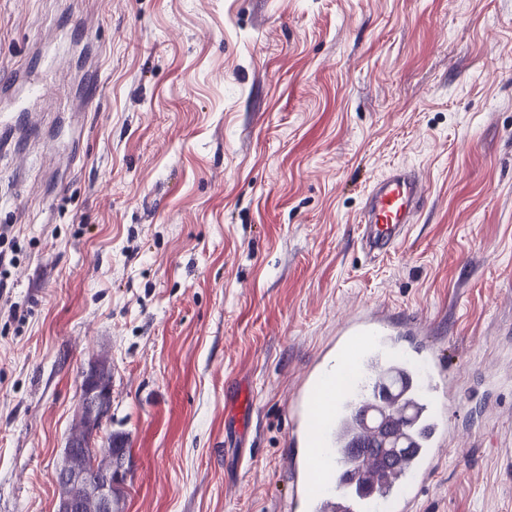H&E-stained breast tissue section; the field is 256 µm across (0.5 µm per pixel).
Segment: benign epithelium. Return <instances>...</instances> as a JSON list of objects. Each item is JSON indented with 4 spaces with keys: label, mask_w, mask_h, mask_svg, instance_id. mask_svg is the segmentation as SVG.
<instances>
[{
    "label": "benign epithelium",
    "mask_w": 512,
    "mask_h": 512,
    "mask_svg": "<svg viewBox=\"0 0 512 512\" xmlns=\"http://www.w3.org/2000/svg\"><path fill=\"white\" fill-rule=\"evenodd\" d=\"M80 390L78 416L88 413L92 418L98 417V420L72 432L66 448L63 449L61 462L55 471L58 487L62 488L57 512H81L88 500L96 503L99 512H114L113 492L127 482L130 474L127 449H115L116 463L113 468L107 473L97 474L86 468L81 448L83 436L95 437L99 426L108 417V413L104 411L96 412L95 406L112 398V388H102L95 372L88 370L82 375Z\"/></svg>",
    "instance_id": "benign-epithelium-1"
}]
</instances>
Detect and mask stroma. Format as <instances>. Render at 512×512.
I'll use <instances>...</instances> for the list:
<instances>
[{
    "label": "stroma",
    "mask_w": 512,
    "mask_h": 512,
    "mask_svg": "<svg viewBox=\"0 0 512 512\" xmlns=\"http://www.w3.org/2000/svg\"><path fill=\"white\" fill-rule=\"evenodd\" d=\"M30 80L0 149V512H55L99 357L122 512H281L286 400L383 308L455 376L414 512H512V0H0V109ZM395 167L425 203L371 260ZM26 115L22 114V106H18L15 112L0 114V136L2 144L13 139L20 138L23 131ZM425 183L413 168H395L374 180L360 217L361 247L370 257L395 250L424 204Z\"/></svg>",
    "instance_id": "1"
}]
</instances>
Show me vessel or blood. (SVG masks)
<instances>
[{
    "mask_svg": "<svg viewBox=\"0 0 512 512\" xmlns=\"http://www.w3.org/2000/svg\"><path fill=\"white\" fill-rule=\"evenodd\" d=\"M26 116L0 114V140L21 137ZM425 183L412 168L374 180L360 222L371 257L395 250L424 204ZM418 321L398 322L384 310L362 311L341 323L289 397L286 512H412L434 474L450 432L452 377L436 352L415 359L398 346L420 335ZM403 372L410 398L423 404L417 421L397 417L403 401L376 400L387 376ZM411 436L416 450L394 461L378 452L380 427Z\"/></svg>",
    "mask_w": 512,
    "mask_h": 512,
    "instance_id": "vessel-or-blood-1",
    "label": "vessel or blood"
}]
</instances>
